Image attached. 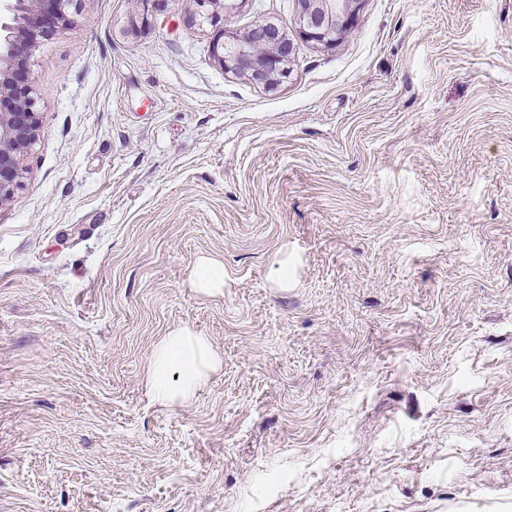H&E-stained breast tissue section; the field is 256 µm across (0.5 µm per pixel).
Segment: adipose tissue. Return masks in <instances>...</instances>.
<instances>
[{"instance_id": "adipose-tissue-1", "label": "adipose tissue", "mask_w": 512, "mask_h": 512, "mask_svg": "<svg viewBox=\"0 0 512 512\" xmlns=\"http://www.w3.org/2000/svg\"><path fill=\"white\" fill-rule=\"evenodd\" d=\"M221 364L207 337L176 328L155 346L147 384L158 402L186 406Z\"/></svg>"}]
</instances>
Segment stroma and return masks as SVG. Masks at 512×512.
<instances>
[{
    "mask_svg": "<svg viewBox=\"0 0 512 512\" xmlns=\"http://www.w3.org/2000/svg\"><path fill=\"white\" fill-rule=\"evenodd\" d=\"M139 10L78 0L29 59L0 512H512V0H362L331 49L230 0L227 35L294 41L273 88L182 0ZM178 327L223 366L162 406ZM191 287L201 294H214L224 290V264L216 258L204 257L196 264L191 275Z\"/></svg>",
    "mask_w": 512,
    "mask_h": 512,
    "instance_id": "obj_1",
    "label": "stroma"
}]
</instances>
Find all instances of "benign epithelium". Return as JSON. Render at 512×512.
<instances>
[{
    "instance_id": "obj_1",
    "label": "benign epithelium",
    "mask_w": 512,
    "mask_h": 512,
    "mask_svg": "<svg viewBox=\"0 0 512 512\" xmlns=\"http://www.w3.org/2000/svg\"><path fill=\"white\" fill-rule=\"evenodd\" d=\"M10 13L0 20V203L21 185L20 157L39 136L36 98L29 85V53L38 37L72 22L73 0H3ZM361 0H295L298 35L307 42L334 48L357 19ZM188 23H208L225 32L224 0H183ZM293 44L276 24L259 20L230 42L213 43L224 72L273 87L290 75Z\"/></svg>"
}]
</instances>
